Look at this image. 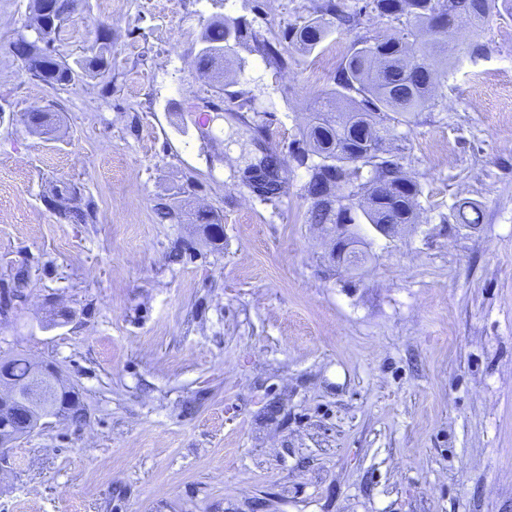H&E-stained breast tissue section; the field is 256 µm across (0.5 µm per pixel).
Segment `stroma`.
<instances>
[{
    "label": "stroma",
    "mask_w": 512,
    "mask_h": 512,
    "mask_svg": "<svg viewBox=\"0 0 512 512\" xmlns=\"http://www.w3.org/2000/svg\"><path fill=\"white\" fill-rule=\"evenodd\" d=\"M319 2L77 0L54 46L78 76L55 88L10 51L29 0H0V358L52 362L85 412L0 454V512H512V15L480 52L446 37L432 99L394 121L418 221L361 225L351 269L288 146L351 45L398 24L363 12L300 53L286 33ZM224 18L287 67L239 46L199 71ZM103 33L109 67L81 69ZM45 109L51 136L26 122ZM266 148L272 202L242 182ZM65 183L92 223L59 216ZM252 42L254 51L261 53L263 56L273 58L280 65L286 66L287 59L284 58L279 51L267 40L259 36L257 33L249 29L246 23L238 20L224 19L223 21L214 22L206 26L202 37V51L198 52L197 65L203 72L212 71L221 58L216 62L218 56L213 55L209 49H222L224 59L225 53L240 43ZM225 45V46H224Z\"/></svg>",
    "instance_id": "35a3bbf8"
}]
</instances>
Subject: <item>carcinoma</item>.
<instances>
[{
  "label": "carcinoma",
  "mask_w": 512,
  "mask_h": 512,
  "mask_svg": "<svg viewBox=\"0 0 512 512\" xmlns=\"http://www.w3.org/2000/svg\"><path fill=\"white\" fill-rule=\"evenodd\" d=\"M512 9V0H367L363 9L346 10L337 0H322L299 26L288 30L292 46L302 52L314 50L330 34L331 29L350 30L359 24L362 10H370L380 17L403 21L402 30L393 35L365 38L354 43L333 77L334 87L319 97L318 107L310 113L309 121L300 137L289 145V153L300 164L306 158L319 162L308 166L310 180L307 190L323 180L333 179L339 190L337 199L351 201L350 213L336 211L330 200L316 201L308 211L311 224L355 223L360 211L369 224H413L420 194L419 183L407 176L398 155L387 145L398 140L391 114L420 112L434 88L437 71L430 57L436 45L425 50L424 39H432L434 31L453 27L457 20L470 13L477 14L471 22L479 30L498 8ZM64 8H58L50 30L43 32L41 43L33 46L30 37L20 33L15 46L18 54L26 55L25 69L31 78L50 86H67L75 72L57 56L53 43L57 32L68 20ZM203 50L198 52L197 65L208 72L218 65L213 49L231 50L240 43H253L254 50L287 65V59L267 40L238 20L225 19L206 26L201 37ZM30 128L42 133L52 131L56 124L53 113L47 110L27 115ZM359 145L367 142L379 151L362 155L356 163L346 155V142ZM372 177L360 181L363 169ZM406 180L410 189L384 192L380 187ZM258 196L272 200L280 196L283 181L279 172L261 176ZM58 193L74 202L64 208L65 218L85 223L94 215V204L77 203L81 192L75 185L66 184ZM454 209L461 224H478L481 210L465 199L456 201ZM193 223L203 225L211 240H220V217L212 210H198ZM0 370L10 374L16 384L25 388L33 372V363L22 354L0 359ZM53 401L62 409H81L74 387L67 386L53 393Z\"/></svg>",
  "instance_id": "carcinoma-1"
}]
</instances>
